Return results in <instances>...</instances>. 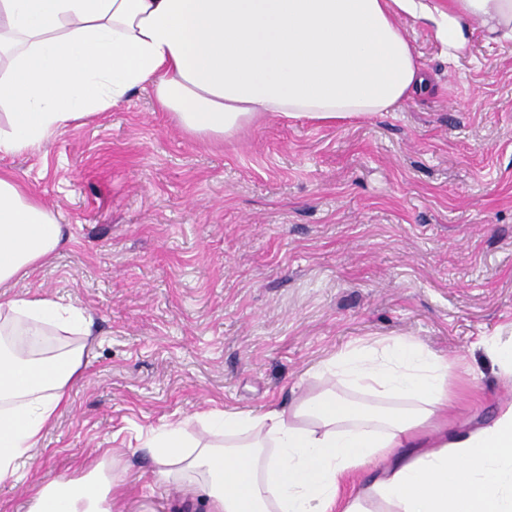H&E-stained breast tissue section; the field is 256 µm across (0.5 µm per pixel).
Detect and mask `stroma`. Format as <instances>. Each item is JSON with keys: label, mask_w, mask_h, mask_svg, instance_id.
Here are the masks:
<instances>
[{"label": "stroma", "mask_w": 512, "mask_h": 512, "mask_svg": "<svg viewBox=\"0 0 512 512\" xmlns=\"http://www.w3.org/2000/svg\"><path fill=\"white\" fill-rule=\"evenodd\" d=\"M431 78L395 112L336 126L268 116L233 137L188 136L148 91L0 159L72 241L18 283L86 307L94 339L73 404L0 484L114 462L123 512H207L147 489L138 438L211 408L287 403L352 344L410 336L461 356L458 414L512 403L476 342L512 322V43L473 26L448 59L409 25Z\"/></svg>", "instance_id": "obj_1"}]
</instances>
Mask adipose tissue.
<instances>
[{
  "label": "adipose tissue",
  "instance_id": "1",
  "mask_svg": "<svg viewBox=\"0 0 512 512\" xmlns=\"http://www.w3.org/2000/svg\"><path fill=\"white\" fill-rule=\"evenodd\" d=\"M408 19L452 59L471 22L512 39V0H0V156L145 87L185 134L216 140L265 115L333 125L396 111L428 83ZM71 239L0 170V287ZM91 335L61 296L0 290V483L70 405ZM461 364L410 337L360 344L289 405L189 415L140 450L208 512H512V403L449 422ZM113 487L103 461L41 485L28 512H112Z\"/></svg>",
  "mask_w": 512,
  "mask_h": 512
}]
</instances>
